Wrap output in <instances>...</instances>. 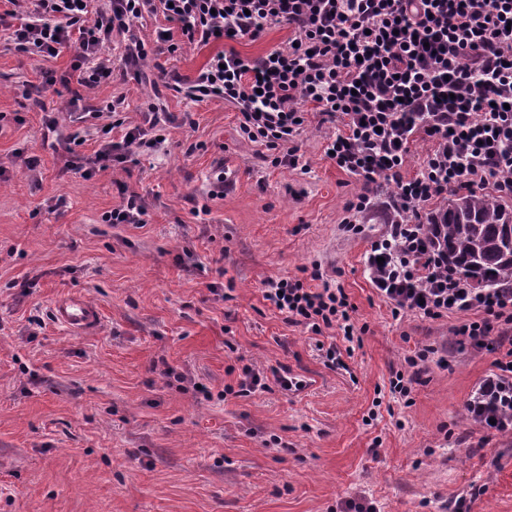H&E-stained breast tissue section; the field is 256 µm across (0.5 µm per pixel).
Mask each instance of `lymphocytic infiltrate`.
<instances>
[{
  "label": "lymphocytic infiltrate",
  "mask_w": 512,
  "mask_h": 512,
  "mask_svg": "<svg viewBox=\"0 0 512 512\" xmlns=\"http://www.w3.org/2000/svg\"><path fill=\"white\" fill-rule=\"evenodd\" d=\"M22 2L23 13L0 12L16 50L47 61L74 47L71 68L87 88L111 79L103 49L116 34L126 64L137 66L183 45L253 40L288 25L291 43L260 57L216 53L188 86L190 97L236 105L244 139L264 147L275 167L300 166L296 140L311 117L335 125L325 149L362 186L347 203L344 232L361 233L357 219L374 210L378 186L397 188L393 217L364 261L393 317L463 314L454 333L478 346L494 330L512 329V289L465 286L421 220L429 201L452 190L512 195V0H110L101 11L91 0ZM147 14L177 23L180 42L139 39L132 26ZM123 109L120 100L110 105L113 120L101 125L94 154L66 147L65 169L89 179L164 143L153 112L112 141ZM420 133L434 147L407 179L402 168ZM262 295L314 334L356 336L347 293L320 265L306 280H267Z\"/></svg>",
  "instance_id": "1"
}]
</instances>
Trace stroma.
<instances>
[{"instance_id":"stroma-1","label":"stroma","mask_w":512,"mask_h":512,"mask_svg":"<svg viewBox=\"0 0 512 512\" xmlns=\"http://www.w3.org/2000/svg\"><path fill=\"white\" fill-rule=\"evenodd\" d=\"M289 35L271 25L135 74L117 37L112 79L88 89L43 80L69 72L71 50L29 58L0 29V512H341L359 496L377 512H512V431L467 411L512 338L476 348L453 336L460 316L393 318L363 270L384 212L342 232L361 185L326 158L327 128L309 123L297 141L307 170L274 167L244 141L234 104L174 89L171 74L189 85L218 51L254 57ZM75 96L90 112L125 100L129 125L155 108L166 140L89 179L64 171L65 137L87 155L100 147L92 122L68 116ZM19 154L36 159L37 178ZM132 193L147 224L104 223ZM316 263L362 329L339 342L341 368L316 348L329 335L262 298L267 279ZM69 292L101 308L97 331L56 324L52 305ZM422 346L437 353L407 404L390 380ZM244 361L306 386L223 396Z\"/></svg>"}]
</instances>
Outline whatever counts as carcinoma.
<instances>
[{"label": "carcinoma", "mask_w": 512, "mask_h": 512, "mask_svg": "<svg viewBox=\"0 0 512 512\" xmlns=\"http://www.w3.org/2000/svg\"><path fill=\"white\" fill-rule=\"evenodd\" d=\"M428 233L459 279L472 288L512 286V205L492 193L448 195L429 216ZM502 393L496 425L512 423V400Z\"/></svg>", "instance_id": "obj_1"}]
</instances>
